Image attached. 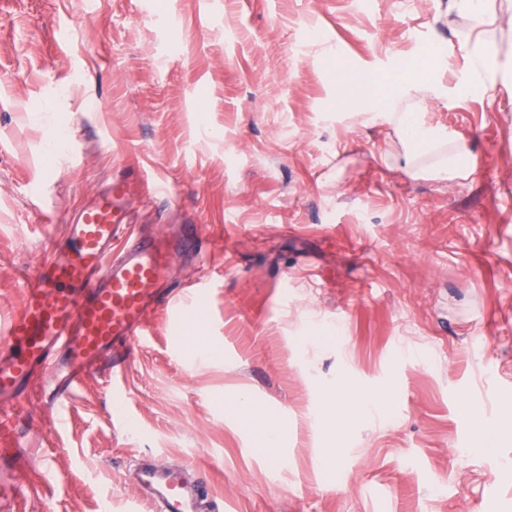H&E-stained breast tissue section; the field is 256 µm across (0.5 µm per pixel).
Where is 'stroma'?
<instances>
[{"instance_id": "35a3bbf8", "label": "stroma", "mask_w": 512, "mask_h": 512, "mask_svg": "<svg viewBox=\"0 0 512 512\" xmlns=\"http://www.w3.org/2000/svg\"><path fill=\"white\" fill-rule=\"evenodd\" d=\"M447 2L0 0V326L19 276L120 177L167 183L135 221L198 228L164 282L208 292L203 320L157 309L125 376H90L63 429L29 406L67 481L14 512H150L145 455L220 512H512V0ZM487 30L490 95L458 47ZM332 50L385 95L438 54L447 91L420 107L471 147L466 177L411 174L389 125L333 111ZM343 379L393 395L387 414L326 418Z\"/></svg>"}]
</instances>
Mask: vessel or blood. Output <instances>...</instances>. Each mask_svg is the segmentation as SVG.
<instances>
[{
    "mask_svg": "<svg viewBox=\"0 0 512 512\" xmlns=\"http://www.w3.org/2000/svg\"><path fill=\"white\" fill-rule=\"evenodd\" d=\"M166 194L165 185L123 178L96 193L65 227L63 244L52 246L33 278L23 280L21 306L0 329V508L21 498L14 471L38 468L39 482L55 486L63 475L44 449L23 441L16 399L37 398L62 411L95 372L119 380L133 345L148 334V315L157 302L172 246L163 237L138 236L130 203L143 192ZM50 384H39L42 371ZM138 482L158 512H211L201 488L179 472L142 459Z\"/></svg>",
    "mask_w": 512,
    "mask_h": 512,
    "instance_id": "1",
    "label": "vessel or blood"
}]
</instances>
